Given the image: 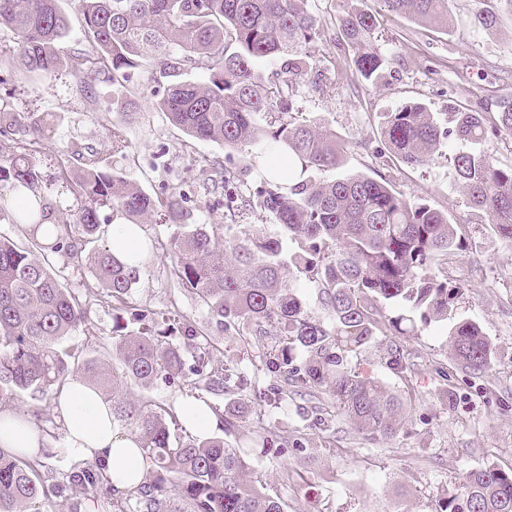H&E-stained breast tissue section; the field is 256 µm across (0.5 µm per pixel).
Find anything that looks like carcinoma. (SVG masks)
<instances>
[{
    "label": "carcinoma",
    "instance_id": "cac0c4a2",
    "mask_svg": "<svg viewBox=\"0 0 512 512\" xmlns=\"http://www.w3.org/2000/svg\"><path fill=\"white\" fill-rule=\"evenodd\" d=\"M341 0L333 25L352 49V75L377 86L387 57L373 46L378 17ZM385 11L421 24L449 27L448 0H382ZM86 45L63 57L57 50L70 20L57 0H0V31L12 37L25 68L51 75L66 65L89 87L105 76L114 84L131 72L148 70L163 88L156 109L192 140L261 159L266 177L250 190L238 173L213 167V187H224L230 223L219 240L207 224H185L190 196L182 184L167 186L158 199L103 164L99 153H80L78 169L59 178L76 208L57 231L43 229L52 213L40 192L34 141L54 123L51 112H9L0 108V134L15 127L33 140L17 144L0 159V197L21 201L0 208V223L23 226L30 246L0 235V402L21 394L44 397L81 376L112 405V424L127 431L144 461V481L122 497L92 462L62 474L58 489L80 500L101 492L112 512H284L282 501L246 478L240 449L220 436L181 435L176 410L156 400L159 384L190 385L225 395V432L240 440H261L274 452L300 455L302 438L285 435L275 415L289 397L314 399L303 409L313 425L333 428L336 412L320 406L325 390L364 440L392 437L400 404L376 381L363 377L351 358L376 345L377 336L415 333L452 315L464 291L448 280V258L462 242L448 212L411 201L395 190L403 168L427 164L439 148H461L448 160L471 215L492 225L512 243V166H497L484 144L512 135V101L487 116L463 106L444 124L423 103L385 115L381 129L391 174L380 179L351 173L331 180L312 172L344 166L345 145L336 132L294 113L302 87L329 84L307 47L324 34V22L308 0H80ZM162 210L174 227L170 273L206 308L210 322L230 336L271 337L264 352L270 384L238 364L210 366L211 338L175 310L133 303L137 268L99 247L101 225L110 216L142 224ZM265 215L272 225L249 224ZM85 264L94 283L87 296L63 287L51 257ZM318 288L327 321L305 311L298 289ZM112 298L115 327L133 325L112 345V360L84 358L65 345L88 326L87 298L98 289ZM394 315L382 319L386 306ZM448 341L464 368L488 369L497 347L482 327L457 319ZM408 368L400 346L386 362ZM264 403L269 421L241 416L248 397ZM0 447V512H54L44 485L47 460ZM436 512H512V471L487 466L468 472L462 486L439 498Z\"/></svg>",
    "mask_w": 512,
    "mask_h": 512
}]
</instances>
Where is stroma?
<instances>
[{"instance_id":"1","label":"stroma","mask_w":512,"mask_h":512,"mask_svg":"<svg viewBox=\"0 0 512 512\" xmlns=\"http://www.w3.org/2000/svg\"><path fill=\"white\" fill-rule=\"evenodd\" d=\"M451 30L422 26L405 16H384L372 43L390 63L379 89L347 77L350 55L336 40L334 29L310 45V52L334 76L333 85L303 89L297 105L303 116L333 129L346 145V172H381V127L386 113L408 102L425 103L432 111H447L451 102L478 112H493L500 97L512 96V16L503 15L496 33L475 20L477 0H449ZM156 83L135 72L125 86L109 80L83 91L68 68L49 78L29 73L22 65L0 72V100L14 112H51L56 121L38 144L42 191L52 202L57 222L69 218L73 198L56 175L68 162L72 145L95 148L104 162L120 168L145 191L162 196L167 184L186 181L195 192L186 218L190 224L221 227L226 222L224 193L208 190L206 176L196 165L199 157L226 168L244 169L242 153L190 141L155 108ZM131 98L136 113L113 108L114 100ZM123 128L130 147L113 153L108 129ZM397 191L411 200L425 199L445 209L467 248L448 261V275L463 280L458 316L479 323L499 349L500 356L481 374L471 373L456 360L448 344L446 323L421 326L412 336H380V348L358 355L355 365L378 381L404 405L405 425L393 438L372 444L337 420L335 433L310 425L302 417L308 400L293 396L280 417L289 429L305 434L304 479L282 480L295 467L293 456H278L255 447L248 455V477L266 494L280 498L285 512H435L442 493L455 488L476 468L494 465L512 469V244L488 225L471 221L447 150L425 166L404 169ZM147 258L139 267V286L133 301L153 309L177 306L202 323L203 309L169 274L165 243L170 229L159 217L145 223ZM112 300L98 293L90 303L88 330L70 341L93 350L113 335ZM208 332L216 347L213 366L233 360L250 372L263 371L262 344H243L216 326ZM400 345L410 363L394 374L386 365L387 346Z\"/></svg>"}]
</instances>
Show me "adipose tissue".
<instances>
[{
    "label": "adipose tissue",
    "mask_w": 512,
    "mask_h": 512,
    "mask_svg": "<svg viewBox=\"0 0 512 512\" xmlns=\"http://www.w3.org/2000/svg\"><path fill=\"white\" fill-rule=\"evenodd\" d=\"M112 254L134 264L144 253L146 235L138 224L115 222L107 228ZM57 411L66 440L75 455L102 464L117 493L133 489L143 474V458L132 438L112 424V407L83 379L67 382L57 396ZM46 444L28 416L0 409V447L30 457L39 456Z\"/></svg>",
    "instance_id": "ef3b65f1"
}]
</instances>
